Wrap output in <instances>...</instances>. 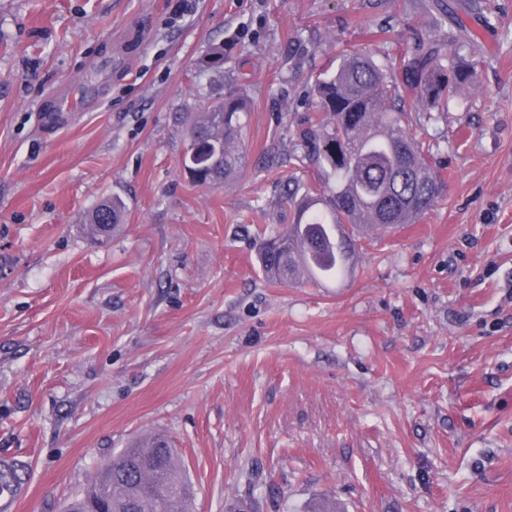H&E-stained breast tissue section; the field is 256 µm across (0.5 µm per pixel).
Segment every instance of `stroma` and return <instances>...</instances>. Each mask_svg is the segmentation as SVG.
Listing matches in <instances>:
<instances>
[{"label":"stroma","mask_w":512,"mask_h":512,"mask_svg":"<svg viewBox=\"0 0 512 512\" xmlns=\"http://www.w3.org/2000/svg\"><path fill=\"white\" fill-rule=\"evenodd\" d=\"M461 23L483 58L438 120L443 184L339 283L276 284L290 132L339 51L395 61ZM230 46L221 71L200 61ZM68 86L65 124L44 106ZM244 88L246 163L182 166L178 115ZM122 231L84 230L100 201ZM168 438L194 512H512V0H0V459L62 512ZM124 213L125 204L120 199L112 198V200L102 201L89 216L87 229L90 236L96 240L109 236L122 223ZM100 224L109 225L105 229Z\"/></svg>","instance_id":"obj_1"}]
</instances>
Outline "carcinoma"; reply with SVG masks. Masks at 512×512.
I'll list each match as a JSON object with an SVG mask.
<instances>
[{
  "label": "carcinoma",
  "mask_w": 512,
  "mask_h": 512,
  "mask_svg": "<svg viewBox=\"0 0 512 512\" xmlns=\"http://www.w3.org/2000/svg\"><path fill=\"white\" fill-rule=\"evenodd\" d=\"M479 56L478 41L462 25L403 57L397 75L368 47L340 52L336 69L315 79L316 111L291 135L296 168L309 178H293L288 189L294 222L260 240L269 281L295 282L305 269L339 276L356 254L355 233L415 224L432 210L441 192L428 162L434 145L410 128L408 112L444 110L470 82ZM248 112L245 95L230 87L223 99L183 118L189 144L208 146L192 161L184 153L183 168L195 183L219 186L241 172ZM124 213L120 199L102 201L89 216L90 236H109ZM28 476L25 465L0 460V496L21 489ZM171 485L181 487L179 496L168 495ZM126 499L138 501V512H190L185 468L165 438L148 448L136 441L113 455L65 512Z\"/></svg>",
  "instance_id": "cac0c4a2"
}]
</instances>
